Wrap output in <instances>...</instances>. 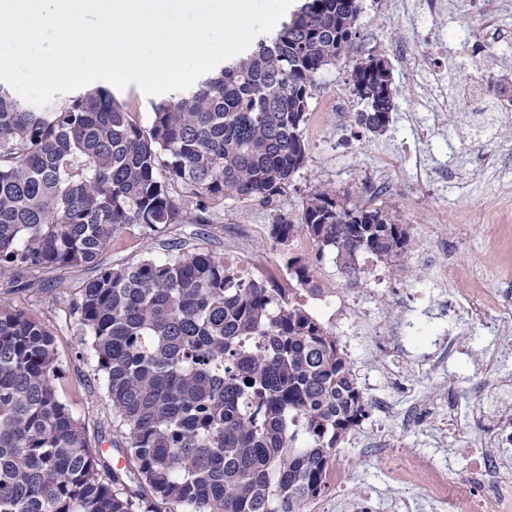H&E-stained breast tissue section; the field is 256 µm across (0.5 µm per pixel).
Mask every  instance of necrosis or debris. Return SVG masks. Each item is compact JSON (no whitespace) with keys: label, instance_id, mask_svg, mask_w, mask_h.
<instances>
[{"label":"necrosis or debris","instance_id":"obj_1","mask_svg":"<svg viewBox=\"0 0 512 512\" xmlns=\"http://www.w3.org/2000/svg\"><path fill=\"white\" fill-rule=\"evenodd\" d=\"M449 309L455 324L480 325L495 336H512V282L452 296ZM430 346L439 364L464 352L457 334L415 328L406 322L394 327L387 343L393 352L407 343ZM479 383L466 391L449 386L442 397L412 395L404 404L367 385L369 404L381 421L376 435L366 439L382 459L389 486L399 489L390 512H512V354L497 351L476 367ZM422 428L435 436L454 435L469 453L457 476L436 456L416 448L394 450L393 435Z\"/></svg>","mask_w":512,"mask_h":512}]
</instances>
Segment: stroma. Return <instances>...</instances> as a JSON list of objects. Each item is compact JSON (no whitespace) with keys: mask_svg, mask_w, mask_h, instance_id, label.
<instances>
[{"mask_svg":"<svg viewBox=\"0 0 512 512\" xmlns=\"http://www.w3.org/2000/svg\"><path fill=\"white\" fill-rule=\"evenodd\" d=\"M375 2L360 0L357 34L349 52L317 76L311 109L318 112V121L304 130L309 155L286 195L271 205L228 200L215 207L212 224H173L154 239L141 227H127L102 253V264H131L149 256L165 260L171 255L167 243L183 240L189 247L246 265L253 278L274 279L284 285L288 282L289 258L313 257L317 246L299 239L293 245L281 246L270 234L271 224L279 213L300 222L313 187L337 190L356 205L393 207L410 232L408 250L401 259L388 264L363 255L353 280L344 277L327 255L318 260L314 270L322 292L335 291L341 298L358 299L361 307L371 311L372 334L362 343L346 334V321L338 307L323 306L315 299L309 303L310 310L333 330L354 370L360 372L374 368L383 358L384 332L408 318L430 286V273L415 260L424 226L445 225L457 247L454 288H488L503 271L512 270V168L502 159L504 151L512 149V112L495 111L482 96L472 70L459 67L455 59L438 67L428 59V51L448 38L440 19L429 17L416 25L405 14L389 19L377 12ZM497 2L507 17L506 26L476 27L473 58L479 61L489 51H497L496 66L506 72L499 86L511 92L512 44L506 42L504 32L512 30V0ZM401 42L415 48L418 60L414 72H406L392 54L393 45ZM370 55L387 60L397 89L391 121L383 132L375 134L357 120L366 108L359 98H351L350 112L341 125L335 113L322 108L326 99L348 89V72L354 60ZM384 152L395 157L389 178L397 189L389 194L374 187L375 162ZM419 155L428 159L429 178L426 186L417 188L411 181ZM97 274L98 268L91 265L47 271L40 275V290L0 288V305L21 310L52 331L61 360L56 381L59 396L113 466L120 453L113 446L117 435L112 407L104 381L95 371L93 353L81 342L71 308L79 286ZM377 282L384 293L374 305L367 291ZM491 348V337L482 328H475L466 356L445 367L405 374L401 387L391 389L390 396L400 404L409 390L436 396L447 391L449 383L466 386L474 373L475 359L487 355ZM332 462L348 470L353 492L368 499V512H388L387 502L393 492L384 483L382 466L361 448L355 436L341 442Z\"/></svg>","mask_w":512,"mask_h":512,"instance_id":"stroma-1","label":"stroma"}]
</instances>
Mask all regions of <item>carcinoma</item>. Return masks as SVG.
Wrapping results in <instances>:
<instances>
[{
	"mask_svg": "<svg viewBox=\"0 0 512 512\" xmlns=\"http://www.w3.org/2000/svg\"><path fill=\"white\" fill-rule=\"evenodd\" d=\"M359 13V0H302L273 37L152 105L147 126L101 88L39 112L0 83V282L39 288L24 275L96 265L131 225L157 236L211 223L226 200L284 195L306 163L311 88L348 52ZM350 82L367 102L359 123L387 127V61L355 62ZM301 235L348 277L362 254L398 259L410 238L396 210L321 186L301 223L272 225L281 245ZM288 274L269 288L183 245L81 287L72 306L124 439L107 482L102 449L59 397L53 334L0 306V512H303L367 402L333 330L299 302L313 263L295 257Z\"/></svg>",
	"mask_w": 512,
	"mask_h": 512,
	"instance_id": "1",
	"label": "carcinoma"
}]
</instances>
